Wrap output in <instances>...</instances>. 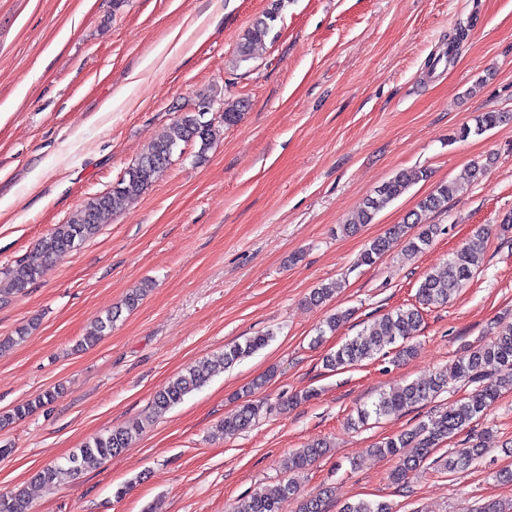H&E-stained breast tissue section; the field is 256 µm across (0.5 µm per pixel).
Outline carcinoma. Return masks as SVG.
<instances>
[{"label":"carcinoma","instance_id":"carcinoma-1","mask_svg":"<svg viewBox=\"0 0 512 512\" xmlns=\"http://www.w3.org/2000/svg\"><path fill=\"white\" fill-rule=\"evenodd\" d=\"M287 0H272L271 7L255 19L244 33L237 48V60L245 62L252 56L254 48L265 42L274 31L276 22ZM507 119L502 112H482L475 116L474 126H465L461 137L474 133L481 135ZM215 137L212 123L203 120L198 112H184L172 124L167 135L153 143L125 171L123 177L112 187L89 200L69 221L55 226L48 238L36 249L19 260L15 266L3 272L0 284V297L20 293L29 285L42 278L54 259L71 252L86 240L92 238L99 229V220L103 213L118 209L125 201L137 198L152 186L156 177L171 163L174 149L182 142H197L200 153L208 150ZM429 178L427 170L422 169L409 176L399 173L384 182L374 192L366 196L359 204L358 211L350 219L352 224H371L375 216L392 201L403 195L415 180ZM457 192L453 182L442 181L432 192L421 198L415 210L409 214V220L393 225L384 237L370 241L360 256V263L372 265L386 252L389 239L406 238L407 250L412 254L422 252L431 244L439 232L437 225L429 222L433 213L448 208V201ZM418 228L416 234L410 233ZM485 244V230L481 229L462 246L451 253L444 270L428 273L419 284L417 295L423 305H444L454 295L459 283L471 277L482 261ZM340 284L331 281L314 289L310 301L323 302L331 299ZM147 292L145 288H135L124 299L123 307L107 313L79 342L84 348L94 346L105 331L121 315L122 310L132 311ZM421 312L417 308H397L369 324L358 336L345 342L335 352L325 358L326 366L332 369L346 368L373 358L386 348L399 345L397 357L413 355L416 347L408 339L419 330ZM270 334L250 336L242 343L224 348V352L211 360L188 367L183 373L159 390L152 401L153 414L160 416L180 404L184 397L201 387L215 372L227 369L241 359L266 347ZM453 377L459 381L477 384L467 397L459 400L450 409L434 415L412 429L395 437H387L376 442L371 451L380 456L398 460L391 479L400 483L406 474L421 466L441 443L466 429L473 420L482 417L505 391H512V321L498 326L495 340L487 345L469 348L457 359L453 367ZM263 380H257L241 396V404L224 417L222 427L224 436L231 437L245 429L260 411L261 404L254 399L256 390L262 388ZM448 388V370L423 380L411 382L391 393H382L376 400L357 409L354 422L365 425L369 420H380L391 415L405 413L425 404ZM59 390L48 389L32 400L15 406L0 415V426L22 420L42 406L52 402ZM142 433L139 424L113 429L98 435L69 456L64 463H56L37 473V479L44 483L62 484L71 481L85 466L93 461H103L119 455L130 445L136 436ZM327 443L319 441L289 455L285 465L288 478L271 492H255L238 500L233 512H280L282 501L297 494L298 477L309 469L316 458L322 456ZM487 449L479 442L469 441L467 446L448 452L444 463L450 472L463 469L480 461ZM332 491L311 496L300 504L299 512H325L326 499ZM0 512H29V501L24 491L18 490L11 495L0 496ZM340 512H393L390 504L383 501L360 499L345 503Z\"/></svg>","mask_w":512,"mask_h":512}]
</instances>
